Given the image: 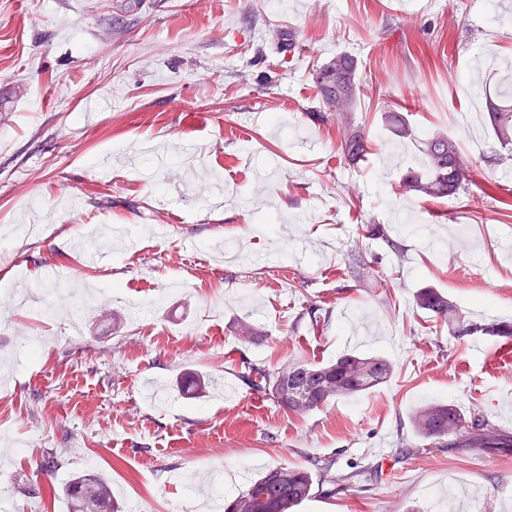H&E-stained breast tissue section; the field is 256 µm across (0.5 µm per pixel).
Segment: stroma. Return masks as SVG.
<instances>
[{
  "instance_id": "1",
  "label": "stroma",
  "mask_w": 512,
  "mask_h": 512,
  "mask_svg": "<svg viewBox=\"0 0 512 512\" xmlns=\"http://www.w3.org/2000/svg\"><path fill=\"white\" fill-rule=\"evenodd\" d=\"M510 16L501 0H0V507L67 512L63 485L91 468L121 512H223L265 468L327 458L332 480L294 512H440L450 482L512 512V448L428 449L409 425L439 400L512 434L501 338H455L414 304L434 288L512 323V156L484 118ZM341 51L362 62L355 167L308 117L311 71ZM393 107L458 139L468 192L396 194L420 155L382 125ZM374 222L403 258L361 237ZM356 247L371 274L347 273ZM23 283L63 292L21 308ZM347 351L394 372L303 414L244 379Z\"/></svg>"
}]
</instances>
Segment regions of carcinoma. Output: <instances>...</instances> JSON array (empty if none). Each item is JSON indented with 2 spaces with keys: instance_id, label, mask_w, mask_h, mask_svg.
Wrapping results in <instances>:
<instances>
[{
  "instance_id": "1",
  "label": "carcinoma",
  "mask_w": 512,
  "mask_h": 512,
  "mask_svg": "<svg viewBox=\"0 0 512 512\" xmlns=\"http://www.w3.org/2000/svg\"><path fill=\"white\" fill-rule=\"evenodd\" d=\"M361 61L350 52H340L313 69L312 81L323 109L309 116L323 123H334L339 133L338 151L344 160L355 163L365 157L367 140L361 128L353 123L352 113L363 92L359 70ZM490 127L501 148L512 149V75L507 73L501 85L485 94ZM382 125L399 139L418 141L420 167H410L401 176L398 194L441 199L467 190L474 162L457 139L442 129L434 128L416 135L406 116L394 109L381 113ZM362 237L382 241L397 257L404 248L391 238L389 226L365 224ZM416 305L448 325L457 338L478 333L504 338L512 337V324L481 323L462 316L448 298L433 288H422ZM391 362L377 355L346 352L324 364L285 365L273 374L264 368L250 366L254 379L250 384L269 391L276 402L294 412H308L341 398L361 395L384 383L391 376ZM413 433L438 445L472 448L512 447V438L502 442L501 435L484 416L466 417L452 404L428 402L419 406L410 418ZM331 463L311 462V467L277 465L251 479L246 488L228 505L227 512H293L313 490V472L327 475ZM62 493L69 512H115L112 488L103 475L88 471L74 477Z\"/></svg>"
}]
</instances>
